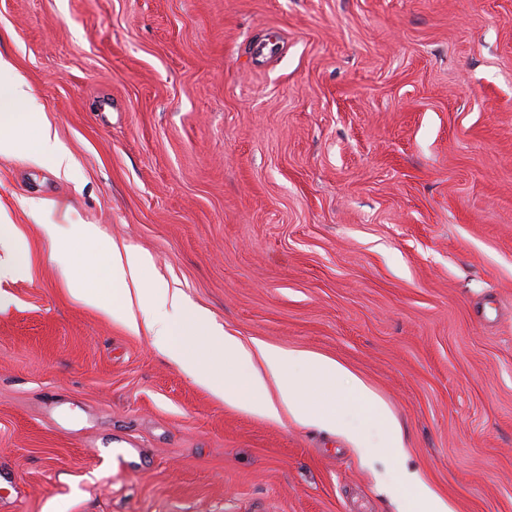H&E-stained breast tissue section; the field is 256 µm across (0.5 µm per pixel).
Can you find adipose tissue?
<instances>
[{"label": "adipose tissue", "instance_id": "ef3b65f1", "mask_svg": "<svg viewBox=\"0 0 512 512\" xmlns=\"http://www.w3.org/2000/svg\"><path fill=\"white\" fill-rule=\"evenodd\" d=\"M18 120L31 133L24 144L10 132ZM22 146L34 157L50 161L57 171L69 172L70 158L53 137L30 86L0 56V155L13 154ZM44 230L50 238L68 237L94 248L99 273L122 287L125 305L110 309L98 290L85 287L84 259L65 250L58 260L69 278L79 282L78 299L110 311L132 332L151 336L182 373L225 405L270 420L285 414L303 425L341 429L363 456L403 457L402 432L387 406L340 363L226 332L207 312L189 305L180 288L147 287L143 276L150 266L149 256L104 240L95 225L48 224Z\"/></svg>", "mask_w": 512, "mask_h": 512}]
</instances>
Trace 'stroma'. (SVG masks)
Listing matches in <instances>:
<instances>
[{
  "label": "stroma",
  "instance_id": "stroma-1",
  "mask_svg": "<svg viewBox=\"0 0 512 512\" xmlns=\"http://www.w3.org/2000/svg\"><path fill=\"white\" fill-rule=\"evenodd\" d=\"M0 55L73 159L0 155V512H401L402 467L512 512V0H0ZM48 223L341 363L403 462L215 399L72 295ZM0 223V250L4 253L0 256V278H6L21 272L26 267V260L13 239L11 224L1 215Z\"/></svg>",
  "mask_w": 512,
  "mask_h": 512
}]
</instances>
